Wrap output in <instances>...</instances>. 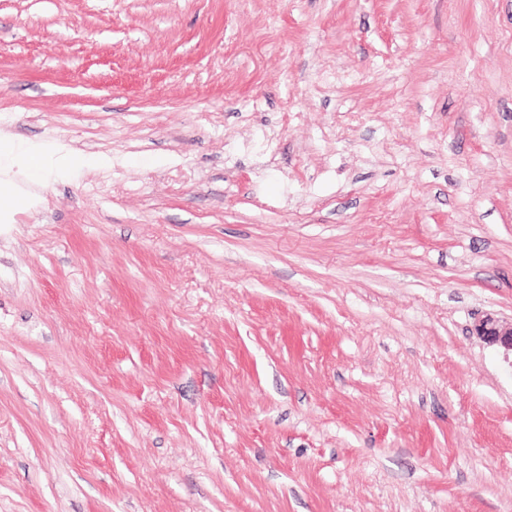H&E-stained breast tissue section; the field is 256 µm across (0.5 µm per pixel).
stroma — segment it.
I'll use <instances>...</instances> for the list:
<instances>
[{
    "label": "stroma",
    "instance_id": "obj_1",
    "mask_svg": "<svg viewBox=\"0 0 512 512\" xmlns=\"http://www.w3.org/2000/svg\"><path fill=\"white\" fill-rule=\"evenodd\" d=\"M0 512H512V0H0ZM474 331L485 343L500 345L512 354V326L502 327L493 316L486 315L475 324Z\"/></svg>",
    "mask_w": 512,
    "mask_h": 512
}]
</instances>
